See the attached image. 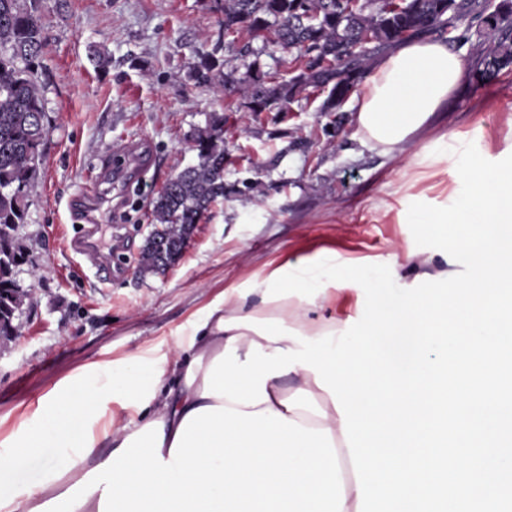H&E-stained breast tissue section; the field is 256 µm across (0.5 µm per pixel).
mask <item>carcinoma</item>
<instances>
[{
  "label": "carcinoma",
  "instance_id": "obj_1",
  "mask_svg": "<svg viewBox=\"0 0 512 512\" xmlns=\"http://www.w3.org/2000/svg\"><path fill=\"white\" fill-rule=\"evenodd\" d=\"M41 0H0V304L19 313L27 299L17 274L30 262L18 227L26 223L49 133L44 86L39 79L45 48ZM487 0H224V31L234 34L231 56L220 67L206 59L195 77L221 97L237 93L255 114L287 112L305 90H327L325 112H337L371 56L419 33L439 37L454 31L459 43L482 21ZM464 29H459L460 24ZM292 56L278 65L297 71L278 80L261 71L269 48ZM476 83L512 68V15L486 31ZM243 76H237L239 68ZM198 162L171 177L152 201L158 237L183 248L196 224L227 193L258 187L224 186V119L211 118L195 139ZM141 272L166 270L159 254L141 250Z\"/></svg>",
  "mask_w": 512,
  "mask_h": 512
}]
</instances>
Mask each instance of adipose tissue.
Returning a JSON list of instances; mask_svg holds the SVG:
<instances>
[{"label": "adipose tissue", "instance_id": "adipose-tissue-1", "mask_svg": "<svg viewBox=\"0 0 512 512\" xmlns=\"http://www.w3.org/2000/svg\"><path fill=\"white\" fill-rule=\"evenodd\" d=\"M463 64L444 40L404 41L384 53L358 84L353 137L389 158L430 132L458 92ZM377 277L322 252L283 264L246 288H227L203 310L177 348L147 349L124 365L97 364L42 395L36 425L11 433L0 459V487L44 448L74 457L17 505L0 512H357L358 488L331 396L312 371L266 382L255 406L204 396V377L226 346L246 356L254 331L221 329L234 317L277 318L305 336L343 329L330 315L337 292L357 293ZM177 381L168 387L166 375ZM122 411L114 413L111 403Z\"/></svg>", "mask_w": 512, "mask_h": 512}]
</instances>
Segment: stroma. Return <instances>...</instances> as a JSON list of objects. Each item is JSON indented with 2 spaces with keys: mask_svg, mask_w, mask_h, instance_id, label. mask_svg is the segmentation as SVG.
<instances>
[{
  "mask_svg": "<svg viewBox=\"0 0 512 512\" xmlns=\"http://www.w3.org/2000/svg\"><path fill=\"white\" fill-rule=\"evenodd\" d=\"M223 20L224 0H42L50 131L18 229L31 258L18 280L33 298L18 339L0 351V432L17 431L18 404L36 406L82 366L132 358L151 344L176 347L221 290L284 262L332 250L363 267L413 253L461 272L444 251L417 246L407 224L411 203L450 205L461 188L455 162L433 166L412 153L390 159L362 147L352 138V98L338 116L322 111L320 95L258 115L238 94L215 97L192 69L202 57H227ZM456 51L465 91L431 133L447 134L449 151L471 142L487 160H501L512 129V72L476 83L477 41ZM103 55L110 63L102 68ZM214 113L224 117L233 157L225 185L252 178L262 190L227 196L174 265L140 274L151 202L196 163L194 134ZM402 167L421 187L404 186ZM89 186L112 199L98 217L117 245L99 267L70 248L83 228L73 207Z\"/></svg>",
  "mask_w": 512,
  "mask_h": 512,
  "instance_id": "obj_1",
  "label": "stroma"
}]
</instances>
